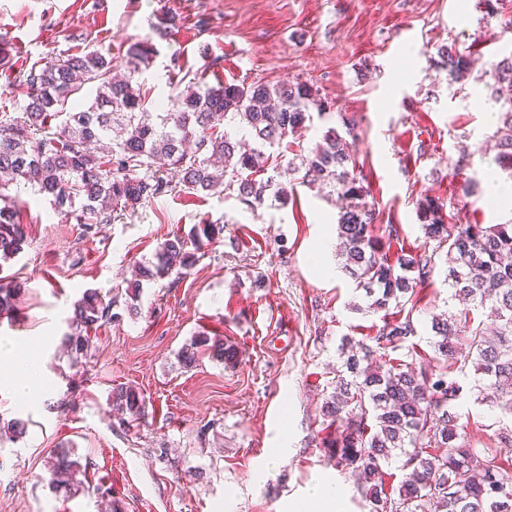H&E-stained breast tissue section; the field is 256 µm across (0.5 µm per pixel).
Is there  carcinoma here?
Wrapping results in <instances>:
<instances>
[{
    "instance_id": "carcinoma-1",
    "label": "carcinoma",
    "mask_w": 512,
    "mask_h": 512,
    "mask_svg": "<svg viewBox=\"0 0 512 512\" xmlns=\"http://www.w3.org/2000/svg\"><path fill=\"white\" fill-rule=\"evenodd\" d=\"M179 26L171 15L152 25L155 36L168 39ZM157 53L153 38L131 42L122 56L128 75L112 77V62L97 49L52 57L19 72L25 98L18 115L0 112V258L21 252L27 240L16 198L4 193L13 184L32 187L54 210L73 218L80 236L90 238L97 225L110 224L125 211L171 194L165 172L181 175L182 185L195 194L229 191L255 212L274 199H293L294 184L264 177L270 156L289 136L310 127L313 115L334 113L335 103L306 81H226L208 86L201 81L174 85L167 110L155 112L149 92L139 83L142 67ZM430 67L448 85L464 84L472 74L470 54L451 44L438 49ZM489 99L495 109L493 162L512 174V98L497 86H512V52L491 62ZM88 84L96 96L81 106L78 95ZM58 120L51 127L48 118ZM306 153L295 155L288 172L303 173L301 183L325 185L345 205L338 213V259L341 269L365 292L366 306L357 311L384 312L383 325L358 344L336 368L331 392L322 405L324 419L335 427L327 443L328 457L342 471L362 480L367 512H512V457L483 454L471 447L464 426L453 412L463 396L458 374L471 363L480 376L476 401L490 407L495 421L492 439L512 450V222L459 224L447 202L426 196L416 203L431 252L390 258L380 245L399 236L397 226L377 224L375 204L358 170L356 143L360 124L355 115L339 116ZM226 129L218 130V125ZM214 228L203 224L192 231L195 250L178 234L165 240L157 263L139 267L143 279L181 275L199 261L202 239ZM447 266L451 296L464 308L432 318L429 358L417 355L413 319L418 289L433 276L438 260ZM21 285L0 279V316L17 308ZM115 301L88 289L68 318L62 343L70 353L87 356L89 332L119 319ZM489 310L494 327L461 324L472 311ZM467 350L458 358L459 347ZM396 352L405 359L392 358ZM202 355L235 363L237 351L220 337L203 333L179 352L183 367L192 368ZM116 414L140 422L146 402L137 389L112 390ZM403 459L404 477L397 495L386 489L385 468ZM87 465L69 448L50 451L48 484L67 495L83 487Z\"/></svg>"
}]
</instances>
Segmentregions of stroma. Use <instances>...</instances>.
<instances>
[{
  "label": "stroma",
  "instance_id": "1",
  "mask_svg": "<svg viewBox=\"0 0 512 512\" xmlns=\"http://www.w3.org/2000/svg\"><path fill=\"white\" fill-rule=\"evenodd\" d=\"M181 19L173 40L141 77L154 106L172 93L165 66L180 52L189 77L210 85L232 79H299L361 118L356 160L380 223L396 224L400 247L431 251L416 202L457 196L464 180L484 181L494 128L483 84L450 86L430 56L455 44L484 72L492 51L512 38V0L482 23L475 0H0V36L26 63L75 50L86 33L118 56L149 34L163 13ZM468 163L456 178L448 169ZM27 231L21 253L0 271L21 283L19 310L0 322L18 348L46 337L41 367L46 398L28 407L0 387V425L15 418L26 434L0 436V512H104L101 488L124 512H297L315 478L338 490L339 512H362L358 485L336 470L321 412L342 339L368 340L382 313L350 309L354 281L335 253L323 276L309 262L322 235H335L339 206L326 191L297 186L288 204L251 211L229 192L173 194L98 227L77 224L32 190L20 193ZM221 228L189 274L136 281V265L194 225ZM446 266L438 264L413 312L417 348L430 353L433 314L447 310ZM95 289L118 298V321L103 325L89 361L61 338L73 304ZM223 337L238 351L228 365L202 357L185 369L178 354L197 332ZM145 398L148 417L127 424L109 409L113 387ZM473 447L494 452L492 414L464 395L455 407ZM72 448L89 469L81 491L54 492L44 480L49 452Z\"/></svg>",
  "mask_w": 512,
  "mask_h": 512
}]
</instances>
